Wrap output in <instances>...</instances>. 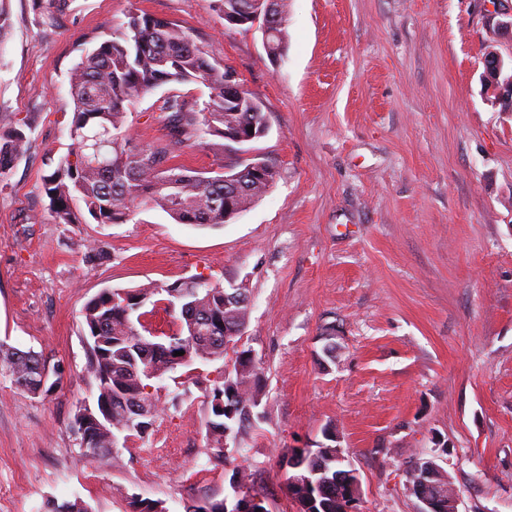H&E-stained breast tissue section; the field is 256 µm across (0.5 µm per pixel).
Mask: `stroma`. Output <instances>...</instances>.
I'll return each instance as SVG.
<instances>
[{
  "mask_svg": "<svg viewBox=\"0 0 512 512\" xmlns=\"http://www.w3.org/2000/svg\"><path fill=\"white\" fill-rule=\"evenodd\" d=\"M0 117L32 122L0 178V341L40 355L31 393L0 376V512L133 499L184 512L230 499L209 460V393L222 361L164 379L163 408L121 467L83 456L72 420L93 398L82 309L107 288L201 279L245 288L238 346L259 367L262 418L241 442L269 512H296L285 465L334 439L361 481L359 512H415L405 476L436 458L460 512H512V112L482 75L512 59L492 0H287L288 48L225 27L215 0H9ZM171 19L262 103L267 193L227 224L57 223L49 157L72 145L69 73L128 14ZM163 87L128 114L137 145L163 138Z\"/></svg>",
  "mask_w": 512,
  "mask_h": 512,
  "instance_id": "1",
  "label": "stroma"
}]
</instances>
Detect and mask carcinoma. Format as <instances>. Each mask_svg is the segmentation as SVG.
<instances>
[{
	"label": "carcinoma",
	"instance_id": "carcinoma-1",
	"mask_svg": "<svg viewBox=\"0 0 512 512\" xmlns=\"http://www.w3.org/2000/svg\"><path fill=\"white\" fill-rule=\"evenodd\" d=\"M227 14L243 18L242 26L262 29L264 17L250 21V0H220ZM273 25L267 29V55L277 59L287 48L286 0H266ZM202 83L210 89L199 102L184 95L164 98L165 138L147 148L133 145L127 114L149 93L171 85ZM74 108L68 127L73 148L58 160L43 188L59 224L81 223L80 209L99 224H126L140 210L160 209L180 224L219 226L258 201L269 189L273 170L267 163L229 158L234 143L265 135L266 117L259 99L243 88L226 67L210 61L178 24L162 17L133 14L112 29L108 38L87 49L69 76ZM29 123L0 120V176L29 149ZM195 142L218 161L219 172L205 183L200 172L171 163L173 153ZM229 180H224V175ZM226 288L200 279L149 284L134 290H106L84 307L87 363L96 383L97 408L107 407L89 437L83 455L107 467L119 464L121 448L133 437L144 438L163 409L154 386L194 360H221L222 384L210 394L207 435L210 459L234 465L235 475L250 488L252 474L237 463L240 451L225 448L228 438H242L261 419L260 391L250 351L238 349L247 323L250 300L240 287L239 300L224 304ZM165 296L167 308L179 311L180 330L160 341L144 335L145 306ZM183 355L176 356L174 352ZM45 365L39 355L0 343V374L30 391L42 386ZM338 448L299 449L294 459L307 476L327 483L336 500ZM49 512H89L76 498L52 503Z\"/></svg>",
	"mask_w": 512,
	"mask_h": 512
}]
</instances>
